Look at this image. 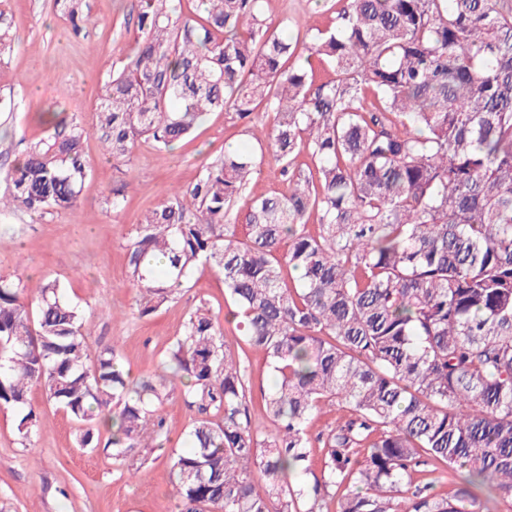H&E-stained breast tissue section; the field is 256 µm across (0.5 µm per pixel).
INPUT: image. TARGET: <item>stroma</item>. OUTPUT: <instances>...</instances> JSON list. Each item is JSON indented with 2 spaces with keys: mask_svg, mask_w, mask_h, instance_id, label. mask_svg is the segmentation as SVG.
Masks as SVG:
<instances>
[{
  "mask_svg": "<svg viewBox=\"0 0 512 512\" xmlns=\"http://www.w3.org/2000/svg\"><path fill=\"white\" fill-rule=\"evenodd\" d=\"M93 20L87 38H73L54 0H0L11 21V49L0 57V192L6 173L22 156L25 142L40 137L37 112L52 107L94 123L100 81L136 28V0H85ZM267 17L310 40L307 25L320 28L336 21L335 11L319 12L316 0H264ZM247 123L231 112L210 113L195 134L173 149L140 145L130 168L116 169L103 154L97 136L84 143L89 174L76 212L41 217L22 210L0 214V276L36 284L63 283L67 298L83 311L91 351L116 346L133 377L151 378L189 313L206 305L224 322V341L245 354L251 369L250 416L262 432L273 430L261 394L270 388L264 355L249 349L234 324L224 321L228 308L224 282L208 267L195 270L188 284L156 312L142 317L138 296L129 286L126 248L141 215L176 184H193L204 167L219 159L226 146H249ZM125 183L120 211L107 208L113 185ZM181 384H172L159 413L170 445L183 451L193 419L184 405ZM29 402L37 416L31 447H23L17 417L0 409V512H178L167 452L142 441L134 455L142 464L135 477L115 463L109 450L76 446L75 422L49 405L40 387Z\"/></svg>",
  "mask_w": 512,
  "mask_h": 512,
  "instance_id": "35a3bbf8",
  "label": "stroma"
}]
</instances>
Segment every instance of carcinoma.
<instances>
[{
	"label": "carcinoma",
	"mask_w": 512,
	"mask_h": 512,
	"mask_svg": "<svg viewBox=\"0 0 512 512\" xmlns=\"http://www.w3.org/2000/svg\"><path fill=\"white\" fill-rule=\"evenodd\" d=\"M337 2L308 44L272 28L261 0H201L193 16L182 0H138L95 126L37 113L44 135L5 175L0 212L73 211L92 132L120 168L211 112L273 114L247 135L285 192L239 212L257 157L226 149L143 215L126 252L142 316L200 265L223 277L224 321L276 378L262 396L272 433L252 425L249 364L205 306L169 348L170 375L140 380L113 347L88 363L82 311L58 280L0 276V408L27 409L38 385L80 448L98 447L110 417L123 464L145 436L166 447L158 411L183 382L181 512H323L329 499L336 512H484L485 488L512 499V0ZM55 7L86 36L85 0ZM325 408L336 419L313 437ZM35 426L28 409L22 444ZM434 461L463 483L436 493L439 478H422Z\"/></svg>",
	"instance_id": "carcinoma-1"
}]
</instances>
